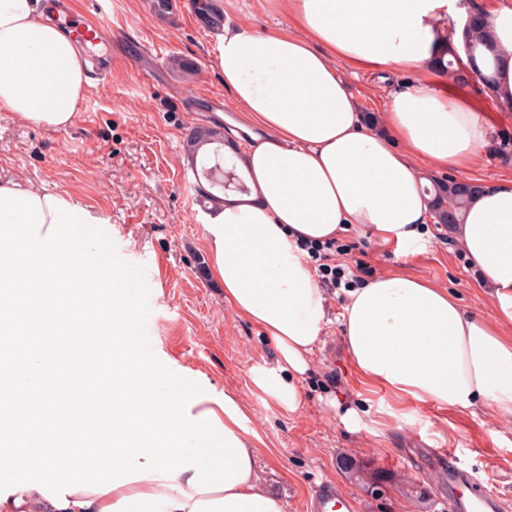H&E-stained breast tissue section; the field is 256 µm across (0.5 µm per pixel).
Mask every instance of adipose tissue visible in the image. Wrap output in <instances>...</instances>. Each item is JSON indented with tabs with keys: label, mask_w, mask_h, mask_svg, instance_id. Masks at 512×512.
<instances>
[{
	"label": "adipose tissue",
	"mask_w": 512,
	"mask_h": 512,
	"mask_svg": "<svg viewBox=\"0 0 512 512\" xmlns=\"http://www.w3.org/2000/svg\"><path fill=\"white\" fill-rule=\"evenodd\" d=\"M274 2L298 34L235 26L219 38L224 85L263 137L240 164L250 195L212 210L203 224L210 279L278 355L253 381L293 411L299 396L284 375L306 370L328 323L303 244L358 229L401 248L419 245L432 215L413 158L465 173L491 128L436 80L459 0ZM491 25L492 47L474 65L491 76L493 100L512 105V7L497 10ZM341 62L419 71L391 94L385 130L366 122ZM86 83L80 49L44 0H0L1 109L64 129L77 118ZM452 234L481 272L492 315L466 311L448 288L427 280L380 275L345 291L346 348L366 382L395 395L455 411L484 403L512 420V180L482 184ZM219 419L251 465L233 488L201 494L189 473L152 475L106 494L70 493L64 509L38 490H20L0 502V512H283L260 477L256 432L227 414Z\"/></svg>",
	"instance_id": "obj_1"
}]
</instances>
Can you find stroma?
<instances>
[{
    "mask_svg": "<svg viewBox=\"0 0 512 512\" xmlns=\"http://www.w3.org/2000/svg\"><path fill=\"white\" fill-rule=\"evenodd\" d=\"M80 2L121 29L128 65L87 84L78 120L69 128L36 125L0 111V180L23 179L67 193L106 220L117 255L145 269L152 352L203 379L209 397L229 393L242 402L248 427L260 437L261 474L283 512H304L312 487L326 479L355 500L356 512H444L448 484L436 455L440 448L512 501V421L482 403L464 412L443 410L367 384L345 347L342 296L335 291L327 293L325 334L307 370L292 377L297 410H286L254 385V371L274 366L276 352L258 327L236 317L221 287L198 270L207 259L203 212L183 147L192 127L226 126L238 114L233 106L223 116L212 107L214 98L228 95L216 31L203 24L189 0H172L166 18L153 12L150 0ZM215 2L231 26L265 33L289 24L270 0ZM174 55L193 60L196 71L171 70ZM343 75L360 111L379 117L389 93L420 77L416 71L382 78L349 69ZM455 90L491 126L493 143L478 152L468 178L511 180L512 160H502L493 144L512 134V110L497 106L477 79ZM337 242L348 250L345 262H361L359 281L406 273L448 288L469 311L485 316L493 311L475 267L438 224H430L424 247L416 250L381 244L353 229ZM351 409L359 415L353 430L341 421ZM346 459L369 473L390 475L384 493L371 496L354 482L342 466ZM408 480L424 490V502L404 495Z\"/></svg>",
    "mask_w": 512,
    "mask_h": 512,
    "instance_id": "stroma-1",
    "label": "stroma"
}]
</instances>
